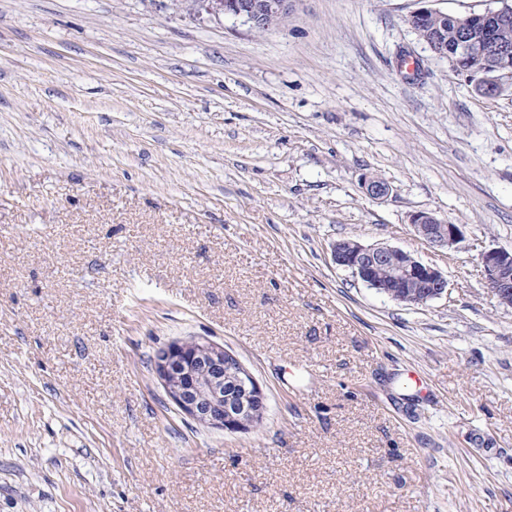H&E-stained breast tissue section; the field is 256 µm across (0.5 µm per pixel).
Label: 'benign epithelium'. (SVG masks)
Instances as JSON below:
<instances>
[{
	"instance_id": "7a95c632",
	"label": "benign epithelium",
	"mask_w": 512,
	"mask_h": 512,
	"mask_svg": "<svg viewBox=\"0 0 512 512\" xmlns=\"http://www.w3.org/2000/svg\"><path fill=\"white\" fill-rule=\"evenodd\" d=\"M189 10L242 20L255 31L284 25L294 0H181ZM456 53L471 52L474 38L471 18L457 20ZM512 55V48L488 42L477 50L485 62ZM363 192L377 200L390 194L389 185L377 178L363 177ZM416 235L434 248L447 247L462 235L461 225L447 224L433 214L418 212L412 217ZM334 262L348 268L380 294L408 304H424L447 293L448 280L436 267L412 254L387 244L364 245L342 239L333 245ZM488 283L499 297L512 293V250L480 253ZM164 388L174 403L200 423L230 430L242 429L263 418L266 399L253 375L236 355L207 342L175 344L160 354L155 363Z\"/></svg>"
}]
</instances>
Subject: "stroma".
Segmentation results:
<instances>
[{"mask_svg": "<svg viewBox=\"0 0 512 512\" xmlns=\"http://www.w3.org/2000/svg\"><path fill=\"white\" fill-rule=\"evenodd\" d=\"M499 0H294L252 30L179 0H0V512H512V78L409 24ZM390 186L367 196L362 176ZM463 227L424 243L413 214ZM385 243L448 293L332 259ZM233 352L246 430L155 370ZM336 265L348 268L370 288L380 294L408 304H424L447 294L448 280L436 267L422 263L412 254L387 244L364 245L357 240L342 239L333 245ZM386 274L376 279L372 271L387 264ZM488 283L501 298L512 293V250H489L480 253ZM155 368L169 397L200 423L243 429L266 411L257 381L224 348L202 341L175 344L158 356Z\"/></svg>", "mask_w": 512, "mask_h": 512, "instance_id": "1", "label": "stroma"}]
</instances>
